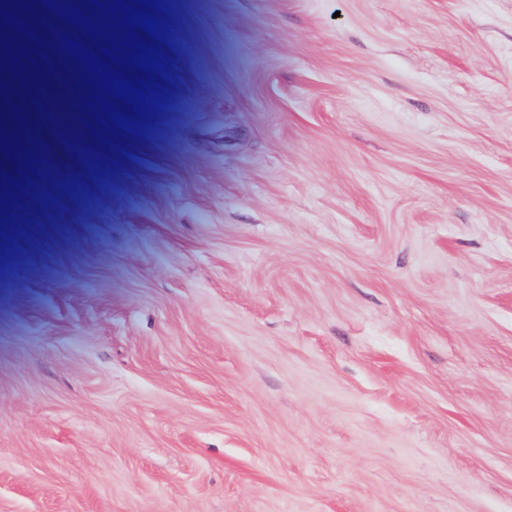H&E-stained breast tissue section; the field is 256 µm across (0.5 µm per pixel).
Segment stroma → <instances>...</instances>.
I'll list each match as a JSON object with an SVG mask.
<instances>
[{"mask_svg": "<svg viewBox=\"0 0 512 512\" xmlns=\"http://www.w3.org/2000/svg\"><path fill=\"white\" fill-rule=\"evenodd\" d=\"M113 4L0 28V512H512V0Z\"/></svg>", "mask_w": 512, "mask_h": 512, "instance_id": "stroma-1", "label": "stroma"}]
</instances>
